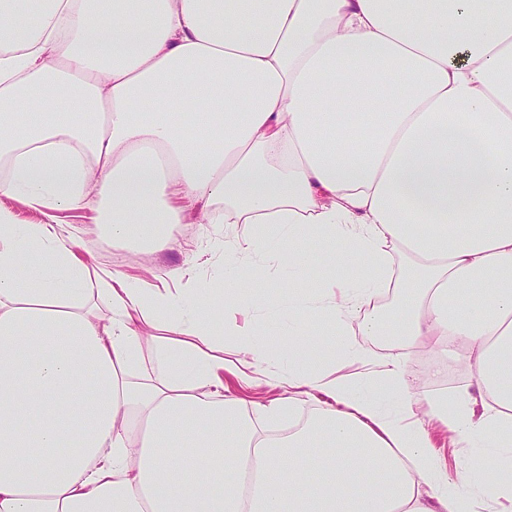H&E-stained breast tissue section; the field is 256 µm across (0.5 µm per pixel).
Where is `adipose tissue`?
Here are the masks:
<instances>
[{
    "label": "adipose tissue",
    "instance_id": "1",
    "mask_svg": "<svg viewBox=\"0 0 512 512\" xmlns=\"http://www.w3.org/2000/svg\"><path fill=\"white\" fill-rule=\"evenodd\" d=\"M0 196L42 215L0 205V512H476L364 335L466 365L479 395L428 411L486 500L512 496V0H0ZM93 200L135 254L192 208L253 230L218 291L140 288L61 231ZM249 253L283 289L321 260L344 275L271 339L238 322L267 306ZM318 322L330 368L304 363ZM225 371L292 394L247 414ZM301 394L325 402L257 434Z\"/></svg>",
    "mask_w": 512,
    "mask_h": 512
}]
</instances>
